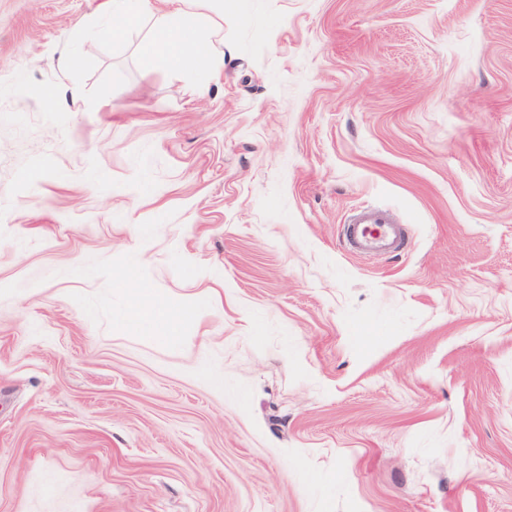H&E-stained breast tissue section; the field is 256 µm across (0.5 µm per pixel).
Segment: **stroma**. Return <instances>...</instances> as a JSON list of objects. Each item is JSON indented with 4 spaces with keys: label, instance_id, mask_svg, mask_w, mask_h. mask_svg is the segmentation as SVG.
Listing matches in <instances>:
<instances>
[{
    "label": "stroma",
    "instance_id": "obj_1",
    "mask_svg": "<svg viewBox=\"0 0 512 512\" xmlns=\"http://www.w3.org/2000/svg\"><path fill=\"white\" fill-rule=\"evenodd\" d=\"M100 2L0 0V512H512V0ZM117 15L124 19V23H115ZM144 15H154L152 0H104L101 35L113 40L120 39L127 25ZM178 16L156 15L157 26L152 40L142 47L147 59H160L172 68H182L190 54L194 64L195 88L206 90L214 78L212 67L216 42L224 27L201 11L208 0H183ZM350 244L363 252L389 251L401 246L400 227L393 225L386 210L365 208L358 210L347 225ZM139 299L146 300V306L142 307L140 304L135 303L132 306V314L136 319L152 320L154 322L163 319L167 323L169 331L172 335H177L179 331V324L190 316V311L182 309L177 312H169L162 310L159 301L154 297H149L148 294L137 296Z\"/></svg>",
    "mask_w": 512,
    "mask_h": 512
}]
</instances>
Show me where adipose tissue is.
<instances>
[{"instance_id":"ef3b65f1","label":"adipose tissue","mask_w":512,"mask_h":512,"mask_svg":"<svg viewBox=\"0 0 512 512\" xmlns=\"http://www.w3.org/2000/svg\"><path fill=\"white\" fill-rule=\"evenodd\" d=\"M204 2L183 0L180 15H156L155 35L142 47L147 59L163 60L173 68L193 62L195 87L200 91L206 90L214 78L212 63L222 31L218 22L204 14ZM152 13V0H104L101 34L115 40L122 38L127 23Z\"/></svg>"}]
</instances>
